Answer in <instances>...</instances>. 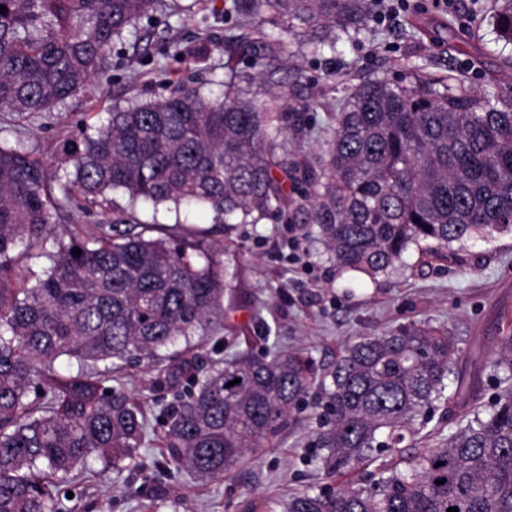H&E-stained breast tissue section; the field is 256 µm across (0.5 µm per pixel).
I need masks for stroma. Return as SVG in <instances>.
I'll return each instance as SVG.
<instances>
[{"instance_id":"1","label":"stroma","mask_w":512,"mask_h":512,"mask_svg":"<svg viewBox=\"0 0 512 512\" xmlns=\"http://www.w3.org/2000/svg\"><path fill=\"white\" fill-rule=\"evenodd\" d=\"M231 6L232 0H162L113 44L108 83L72 98L62 110L21 121L23 143L55 169L62 139L113 105L168 97L178 83L216 88L225 80V39H254L259 32L238 26ZM494 11L495 0H451L445 10L430 0H409L394 21L363 15L357 39L318 52L302 46L287 23L269 21L263 30L283 40L287 56L272 73L262 60L246 59L236 68L256 99H264L276 80L293 98L318 100L317 111L305 113L299 130L288 133L291 157L313 163L326 152L337 105L365 81L407 83L416 73H452L475 93L489 87L512 93V42L500 36ZM232 237L244 249L239 293L225 301L224 323L244 329L256 350L302 348L327 366L355 337L426 320L461 340L463 399L484 405L494 395L492 362L501 336L512 331L511 233L468 241L441 260L409 249L401 264L374 279L337 272L323 243L299 224H242ZM315 414L313 402H303L275 445L248 452L230 475L209 482L157 469L163 450L156 443L140 448L118 478L99 459H89V476L69 485L63 504L67 512H144L149 502L154 512H263L267 500L325 485L323 472L308 461Z\"/></svg>"}]
</instances>
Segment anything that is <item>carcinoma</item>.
Segmentation results:
<instances>
[{
    "instance_id": "carcinoma-1",
    "label": "carcinoma",
    "mask_w": 512,
    "mask_h": 512,
    "mask_svg": "<svg viewBox=\"0 0 512 512\" xmlns=\"http://www.w3.org/2000/svg\"><path fill=\"white\" fill-rule=\"evenodd\" d=\"M370 2L232 7L258 28L266 8L299 21L316 52L359 33ZM157 4L0 0V112H52L103 80L114 42ZM495 19L512 41V0ZM285 53L266 34L224 41L231 76L221 93L179 84L166 99L113 107L63 141L71 168L61 174L22 143L0 142V512H62L57 489L94 454L121 473L151 441L147 399L162 387L186 388L159 409L163 459L200 480L224 477L320 391L313 460L335 485L267 512H512V335L494 363L499 392L453 428H431L428 448L405 445L407 434L456 405L446 380L462 359L456 337L428 322L358 336L328 368L303 349L212 360L217 347L194 342L224 332L240 245L227 238L217 250L183 221L156 236L135 216L139 202L204 209L226 233L264 219L309 224L337 271L372 278L413 246L441 259L455 243L512 232V95L478 96L450 74L365 82L336 109L315 169L288 160V113L313 105L294 107L286 89L247 98L232 76L235 60ZM288 180L306 186L301 200ZM104 204L112 222L53 236L57 212ZM44 254L51 265L28 283L19 269ZM61 358L77 371L55 370ZM126 368L150 375L137 394L112 376ZM366 464L370 479L350 478Z\"/></svg>"
}]
</instances>
